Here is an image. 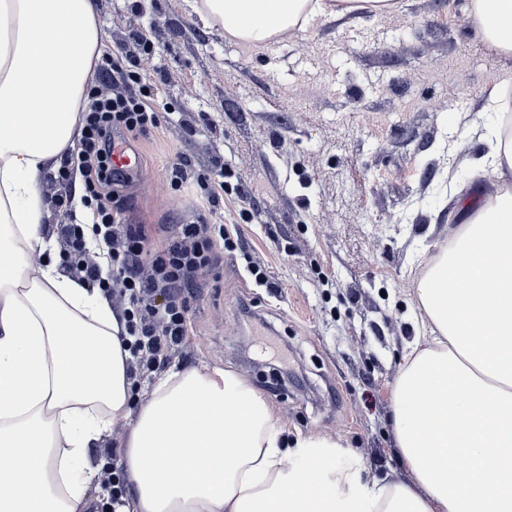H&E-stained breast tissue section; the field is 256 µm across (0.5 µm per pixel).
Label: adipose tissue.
Wrapping results in <instances>:
<instances>
[{
    "instance_id": "1",
    "label": "adipose tissue",
    "mask_w": 512,
    "mask_h": 512,
    "mask_svg": "<svg viewBox=\"0 0 512 512\" xmlns=\"http://www.w3.org/2000/svg\"><path fill=\"white\" fill-rule=\"evenodd\" d=\"M397 0H197L229 40L263 47L331 16ZM476 30L512 52V0H469ZM101 45L95 0H0V512H79L92 441L125 418L128 350L105 299L45 252L38 190L73 143ZM481 174L512 169V125L486 137ZM416 294L437 335L415 342L395 429L417 487L360 482L336 444L284 443L263 396L230 370L157 379L125 444L132 495L114 512H512V188L499 187L426 265ZM305 469L291 467V457ZM182 475L169 472L172 459ZM330 491L314 496L308 471Z\"/></svg>"
}]
</instances>
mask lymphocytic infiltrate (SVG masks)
Listing matches in <instances>:
<instances>
[{"label":"lymphocytic infiltrate","instance_id":"obj_1","mask_svg":"<svg viewBox=\"0 0 512 512\" xmlns=\"http://www.w3.org/2000/svg\"><path fill=\"white\" fill-rule=\"evenodd\" d=\"M150 53L149 40L137 34L124 54L99 66L81 112L76 149L58 171L65 184L80 177V201L91 209L92 220L54 229L64 272L102 289L134 378L186 353L189 301L184 291L211 274L218 248L231 240L220 224H181L164 249L148 254L143 227L120 221L118 189L128 177L112 166L115 136L144 137L166 120L157 110L155 87L140 68Z\"/></svg>","mask_w":512,"mask_h":512}]
</instances>
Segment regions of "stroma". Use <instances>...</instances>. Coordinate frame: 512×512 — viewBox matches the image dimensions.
<instances>
[{"instance_id":"obj_1","label":"stroma","mask_w":512,"mask_h":512,"mask_svg":"<svg viewBox=\"0 0 512 512\" xmlns=\"http://www.w3.org/2000/svg\"><path fill=\"white\" fill-rule=\"evenodd\" d=\"M102 56L133 34L176 123L131 140L151 183L131 177L126 218L147 249L207 218L174 190L170 166L227 165L217 209L240 245L191 289L187 357L168 371L229 369L260 392L285 436L336 442L335 464L365 482L415 485L394 432L403 357L432 323L416 298L425 262L452 236L465 199L493 188L473 157L495 123L485 88L512 82V54L477 34L468 0H399L378 16L328 18L263 50L237 44L189 0H97ZM80 197L50 168L39 200L53 224ZM265 264L256 285L245 255Z\"/></svg>"}]
</instances>
